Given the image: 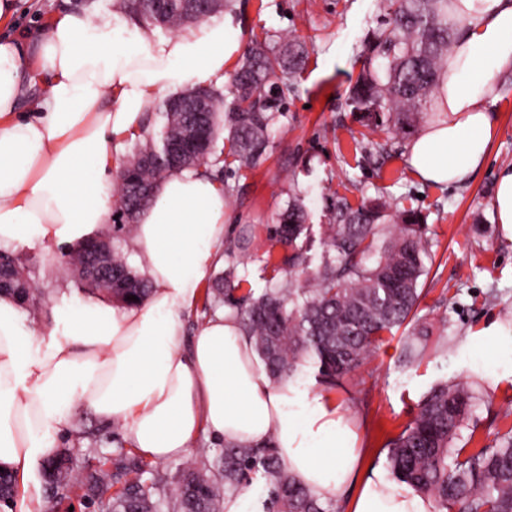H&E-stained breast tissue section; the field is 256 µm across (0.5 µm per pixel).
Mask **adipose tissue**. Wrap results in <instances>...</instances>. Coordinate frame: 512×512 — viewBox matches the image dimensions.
I'll return each instance as SVG.
<instances>
[{
	"label": "adipose tissue",
	"mask_w": 512,
	"mask_h": 512,
	"mask_svg": "<svg viewBox=\"0 0 512 512\" xmlns=\"http://www.w3.org/2000/svg\"><path fill=\"white\" fill-rule=\"evenodd\" d=\"M450 2L467 26L438 82L445 118L407 146L413 174L446 187L484 165L499 133L501 77L512 74V0ZM243 50L231 21L165 36L132 21L123 0H113L108 18L65 12L40 37H0V248L67 247L101 234L126 137L140 133L160 95L223 85ZM37 82L44 93L28 99ZM231 221L211 178L174 173L131 236L152 284L144 304L65 296L43 334L0 295V468L32 475L86 406L123 423L133 448L155 462L187 456L202 435L248 446L271 440L320 501L345 502L347 512H436L431 499L366 468L361 432L338 403L288 379L272 383L232 310L185 338L183 316L222 262Z\"/></svg>",
	"instance_id": "obj_1"
}]
</instances>
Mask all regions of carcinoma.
Segmentation results:
<instances>
[{
  "label": "carcinoma",
  "instance_id": "obj_1",
  "mask_svg": "<svg viewBox=\"0 0 512 512\" xmlns=\"http://www.w3.org/2000/svg\"><path fill=\"white\" fill-rule=\"evenodd\" d=\"M223 0L202 10L192 0H170L165 12L144 9L142 0H126L125 8L142 24L164 32L199 24L233 9ZM384 19L368 32L367 56L348 96L360 123L373 133L390 129L407 133L432 111L439 76L454 47L461 21L448 15V0H384ZM306 46L286 41L275 53L264 41H253L235 72V90L215 87L183 92L210 105L203 119L205 162L218 167L227 158L252 169L266 159L270 134L284 111L283 89L277 76L298 74L307 58ZM187 117L172 115L163 100L136 137L130 160L120 169L113 227L134 223L137 211L126 210L138 188L150 197L175 171H198L192 164L143 165L148 155H162L166 143L180 141ZM399 225L397 235L381 239L382 225ZM280 244V256L267 252L263 271L270 273L266 288L255 294L241 288L235 262L224 276L204 289V307L215 302L233 310L274 381L294 379L303 367L314 369L319 385L333 389L360 367L383 342L384 336L411 326L401 358L406 367L419 364L430 343L427 327L412 325L428 275L430 257L424 218L413 209L397 210L375 198L354 207L336 200L330 223L320 226L322 247L318 264L309 256L313 225L301 197L288 201L278 222L269 229ZM305 275L301 281L281 282L282 272ZM87 293L112 295L128 305L142 304L151 285L112 250V287L78 281ZM20 301L39 310L41 292L9 288ZM137 296V300L129 296ZM477 396L462 381H442L417 404L401 432L388 443L387 467L392 477L416 493L433 499L438 512H512V430L495 446L471 450L454 445ZM115 473L88 472L75 484L69 459L55 456L42 464L46 485L56 497L73 487L98 503L100 512H224V497L242 495L253 485L263 487L264 512H344L335 503H321L295 482L282 467L274 441L263 446L226 445L213 459H200L177 468L172 476L156 472L142 480L144 464L131 451L117 450ZM129 473L133 479L121 481ZM114 492H109L110 488ZM16 494V480L0 472V503Z\"/></svg>",
  "mask_w": 512,
  "mask_h": 512
}]
</instances>
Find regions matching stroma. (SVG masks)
<instances>
[{
	"mask_svg": "<svg viewBox=\"0 0 512 512\" xmlns=\"http://www.w3.org/2000/svg\"><path fill=\"white\" fill-rule=\"evenodd\" d=\"M16 2V33L45 31L53 15L76 8V0ZM378 16L377 0H238L232 20L245 40L298 39L305 42L308 59L284 88V112L267 160L251 171L224 168L213 179L227 191L233 232L250 231L252 245L237 270L244 287L256 290L265 286L259 259L270 247L267 229L289 194H301L316 226L328 223L330 204L340 197L355 206L379 196L425 216L432 261L417 317L433 338L447 339L446 351L404 367L400 355L407 331L395 330L330 393L362 421L366 462L383 474L387 442L439 381H468L479 394L456 446L491 447L512 429V340L475 337L493 323L512 322V241L503 237L492 206L495 171L512 164V81L504 83L495 106L501 131L486 164L458 187L424 184L408 165L409 136L397 135L387 154H365L366 129L346 104L365 60L364 35ZM62 253L50 244L15 250L29 262L33 284L46 300L40 311L27 313L34 324L48 326L53 303L62 292L77 290L71 274L60 269ZM60 446L71 454L77 477L90 468L112 470L116 450L130 443L122 423L103 421L82 406L73 412ZM32 504L39 512H98L80 490L62 499L49 495L38 473L19 483L14 501L1 504L0 512H20Z\"/></svg>",
	"mask_w": 512,
	"mask_h": 512,
	"instance_id": "35a3bbf8",
	"label": "stroma"
}]
</instances>
